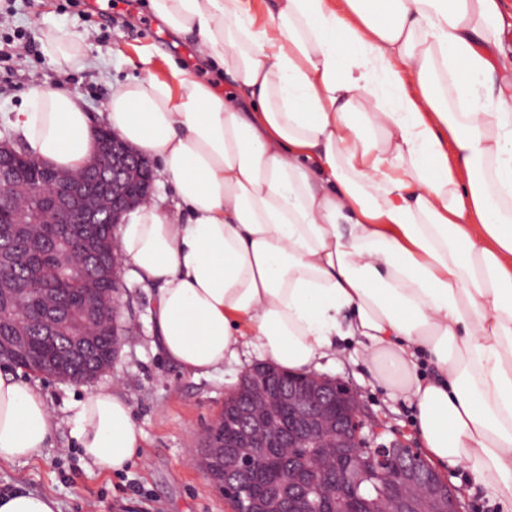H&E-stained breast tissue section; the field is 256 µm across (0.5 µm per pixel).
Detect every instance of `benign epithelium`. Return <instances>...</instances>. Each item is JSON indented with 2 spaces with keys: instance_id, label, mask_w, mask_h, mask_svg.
Returning <instances> with one entry per match:
<instances>
[{
  "instance_id": "benign-epithelium-1",
  "label": "benign epithelium",
  "mask_w": 512,
  "mask_h": 512,
  "mask_svg": "<svg viewBox=\"0 0 512 512\" xmlns=\"http://www.w3.org/2000/svg\"><path fill=\"white\" fill-rule=\"evenodd\" d=\"M16 157L14 145L0 141V196L7 192L19 197L28 192V169L13 163ZM42 165L53 171L48 197L54 210L66 213L67 224H120L124 215L146 202L154 190L155 174L149 160L115 133L97 142L83 167L93 189L71 172L45 161ZM84 298L90 308L110 313L112 320H117L119 303L115 298L94 287L85 289ZM27 345V335L20 331L9 342H0V358ZM273 372L269 365L245 372L243 401L236 402L237 388L224 400V410L235 413V439L230 443L217 440L219 419L196 457L197 465L211 480L216 476L217 461L223 460L225 500L238 496L237 481L252 484L262 436L270 429L272 418L286 417L288 433L267 445L268 457L273 464L291 460L300 462V467L288 470L278 487L251 497L246 512H327L347 491L360 500L359 512H464L462 491L417 449L400 441L376 448L366 445L364 404L345 382L310 373L276 387ZM324 462L343 465L350 483H321L313 487L312 500L294 496L293 488Z\"/></svg>"
}]
</instances>
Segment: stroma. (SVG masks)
Returning a JSON list of instances; mask_svg holds the SVG:
<instances>
[{"instance_id":"35a3bbf8","label":"stroma","mask_w":512,"mask_h":512,"mask_svg":"<svg viewBox=\"0 0 512 512\" xmlns=\"http://www.w3.org/2000/svg\"><path fill=\"white\" fill-rule=\"evenodd\" d=\"M0 15L6 19L0 39L18 32L29 46L0 62V137L11 134L7 117L20 109L33 87L50 84L81 98L98 123L111 87L140 77L150 67L164 73L172 66H191L193 37L160 30L148 10L130 14L126 0H0ZM57 29L82 36L85 66L63 68L46 53V37ZM120 282L119 323L128 334L111 368L87 384L38 378L58 426L40 457L0 464V492L21 486L49 494L59 502L60 512H232L194 458L224 407L225 395L262 357L252 350L207 377L182 373L152 343V290L125 272ZM322 372L358 391L377 427V443L401 440L421 448L412 398L381 385L360 347L339 345L335 356L323 360ZM98 390L119 393L142 432L140 458L118 475H103L86 465L73 437L76 402ZM443 471L463 491L466 512H512L474 483L464 464H449Z\"/></svg>"}]
</instances>
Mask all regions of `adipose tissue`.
<instances>
[{"mask_svg": "<svg viewBox=\"0 0 512 512\" xmlns=\"http://www.w3.org/2000/svg\"><path fill=\"white\" fill-rule=\"evenodd\" d=\"M148 0L194 64L113 91L103 121L157 160L177 203L116 232L154 286V345L192 377L241 349L318 371L337 342L416 401L428 458L465 463L512 503V59L499 0ZM11 124L31 154L80 171L85 102L31 89ZM186 221H179V213ZM74 438L99 472L142 448L129 404L77 403ZM57 427L38 385L0 373V463Z\"/></svg>", "mask_w": 512, "mask_h": 512, "instance_id": "obj_1", "label": "adipose tissue"}]
</instances>
